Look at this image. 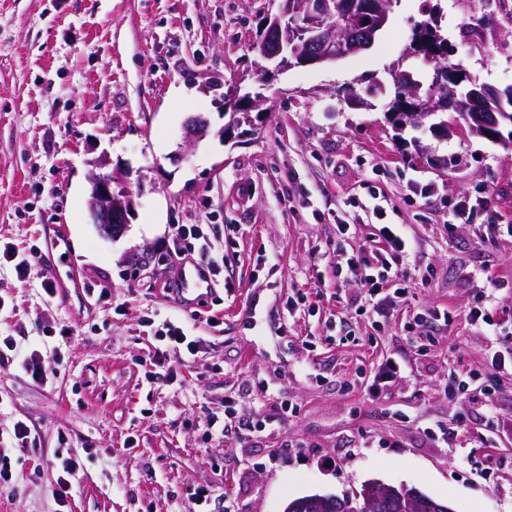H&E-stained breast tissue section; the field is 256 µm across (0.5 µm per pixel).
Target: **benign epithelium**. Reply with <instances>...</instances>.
Returning a JSON list of instances; mask_svg holds the SVG:
<instances>
[{
  "instance_id": "obj_1",
  "label": "benign epithelium",
  "mask_w": 512,
  "mask_h": 512,
  "mask_svg": "<svg viewBox=\"0 0 512 512\" xmlns=\"http://www.w3.org/2000/svg\"><path fill=\"white\" fill-rule=\"evenodd\" d=\"M276 10L267 14L265 27L264 51L262 58L265 64L257 69L267 77L273 71H286L296 66H315L337 62L349 55L370 49L377 33L387 24L389 13L380 8L374 20L365 28L358 23L353 12L346 13L339 28L330 26V20L336 16L333 0H273ZM425 44L422 36H416L412 47L408 48L394 62L389 70L388 87L395 88L407 80L414 82L408 61L418 59L424 52ZM437 86H448V94L439 92L421 96L413 95V103L404 111L396 113V121L401 126L421 124L426 119L448 110V103L457 97V89L467 92L470 112L466 114V125L472 133L490 140H500L501 118L491 109L490 102L498 97L511 96L512 88L502 92L486 84L476 83L470 74L463 70L458 73L445 74L437 72L433 77ZM240 89L227 91L224 101H235V107L225 106L230 111L232 124L240 122L238 115L247 114L261 105L265 97L258 93L249 95L245 100L238 101ZM209 121L201 116H192L186 122L184 139L189 145L202 139L208 130ZM90 192L88 208L92 223L96 224L100 233L114 239L121 235L129 216L134 209V200L127 177L121 174L93 173L89 177ZM398 495L411 502L417 496L416 491L371 482L363 486L358 499L363 504V512H370L371 505L378 499L390 495Z\"/></svg>"
}]
</instances>
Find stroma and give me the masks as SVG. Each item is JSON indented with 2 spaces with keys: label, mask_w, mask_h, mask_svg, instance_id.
<instances>
[{
  "label": "stroma",
  "mask_w": 512,
  "mask_h": 512,
  "mask_svg": "<svg viewBox=\"0 0 512 512\" xmlns=\"http://www.w3.org/2000/svg\"><path fill=\"white\" fill-rule=\"evenodd\" d=\"M267 3L0 0V240L40 249L27 281L0 268V333L41 351L52 373L42 385L16 359L0 360V457L12 472L0 512H195L199 485L224 512H283L293 499L369 482L418 490L451 512H512V376L493 379L491 413L475 390L450 389L453 372L512 351V324L491 332L464 317L478 299L512 312V236L474 234L512 225V145L463 124L397 130L372 86L433 12L450 63L512 86V18L499 0H398L370 50L291 68L261 88L251 64ZM486 13L496 22L483 48L464 25ZM236 84L266 101L233 126L222 96ZM346 85L355 99L341 95ZM195 115L209 132L190 146L184 125ZM100 160L131 172L134 213L114 239L88 214ZM425 185L435 200L416 195ZM375 190L386 223L407 225L414 239L404 274L426 283L372 347L357 287H337L332 270L337 225H355L364 240ZM463 196L483 204L449 232ZM51 224L66 227L58 251L78 283L49 296ZM176 224L236 228L224 244L233 288L199 302L193 331L205 348L180 390L146 378L154 347L142 325L184 312L163 288L177 265ZM301 291L317 293L315 308L285 315ZM422 308L454 314L430 329L425 357L411 354L403 328ZM212 315L224 320L214 330ZM392 353L408 355L410 368L371 399L368 378ZM230 396L247 420L289 403L297 414L278 431L204 445L198 423ZM19 421L36 449L18 447ZM69 449L83 467L61 504L52 489Z\"/></svg>",
  "instance_id": "1"
}]
</instances>
